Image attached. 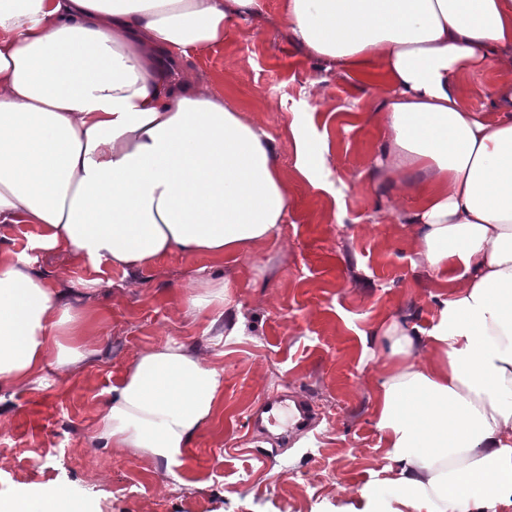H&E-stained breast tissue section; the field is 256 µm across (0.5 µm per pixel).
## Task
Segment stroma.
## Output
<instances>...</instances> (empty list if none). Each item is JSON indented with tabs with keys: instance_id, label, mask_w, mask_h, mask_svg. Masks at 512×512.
Segmentation results:
<instances>
[{
	"instance_id": "1",
	"label": "stroma",
	"mask_w": 512,
	"mask_h": 512,
	"mask_svg": "<svg viewBox=\"0 0 512 512\" xmlns=\"http://www.w3.org/2000/svg\"><path fill=\"white\" fill-rule=\"evenodd\" d=\"M262 11L264 23H226L223 44L189 65L274 138L288 179L279 240L235 262L173 252L134 275L32 247L34 226L0 225V252L22 255L49 278L67 270L74 297L94 314L90 341L99 349L65 380L50 372L37 389L0 388L1 499H28L56 482L92 512H355L362 489L387 492L391 462L371 408L383 350L362 336L400 314L429 324L435 289L417 243L388 210L396 186L375 166L385 93L307 59L288 38L282 0H262ZM314 80L320 105L307 94ZM297 112L310 114L312 135L329 137L319 190L296 175ZM201 278L234 282L243 335L216 342L221 307L187 313L183 288ZM172 340L223 369L215 419L169 468L133 448L91 450L107 389L138 352ZM284 388L311 400L318 425L275 451L247 420L264 395Z\"/></svg>"
}]
</instances>
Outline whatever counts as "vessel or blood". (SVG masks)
<instances>
[{
    "mask_svg": "<svg viewBox=\"0 0 512 512\" xmlns=\"http://www.w3.org/2000/svg\"><path fill=\"white\" fill-rule=\"evenodd\" d=\"M311 402L303 396L271 394L250 414L247 428L252 432H275L277 440L290 443L315 419Z\"/></svg>",
    "mask_w": 512,
    "mask_h": 512,
    "instance_id": "b4317fda",
    "label": "vessel or blood"
}]
</instances>
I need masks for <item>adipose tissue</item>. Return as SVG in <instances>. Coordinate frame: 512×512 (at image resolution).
<instances>
[{
	"label": "adipose tissue",
	"instance_id": "adipose-tissue-1",
	"mask_svg": "<svg viewBox=\"0 0 512 512\" xmlns=\"http://www.w3.org/2000/svg\"><path fill=\"white\" fill-rule=\"evenodd\" d=\"M306 57L384 89L376 164L394 213L439 293L429 327L372 329L384 348L371 407L391 491L362 512L512 507V0H283ZM260 0H0V224L33 246L136 274L171 252L217 260L277 238L288 182L273 138L186 59ZM489 75V111L465 103ZM298 173L317 184L327 139L290 125ZM65 276L0 254V385L78 370L89 313ZM231 282L184 290L188 311L223 305ZM224 372L194 346L141 351L112 386L90 439L171 465L213 418Z\"/></svg>",
	"mask_w": 512,
	"mask_h": 512
}]
</instances>
